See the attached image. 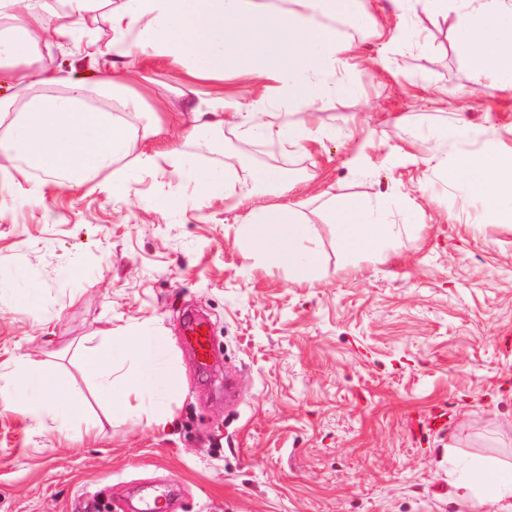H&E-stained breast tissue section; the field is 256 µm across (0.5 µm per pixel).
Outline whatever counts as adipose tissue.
Here are the masks:
<instances>
[{"instance_id": "ef3b65f1", "label": "adipose tissue", "mask_w": 512, "mask_h": 512, "mask_svg": "<svg viewBox=\"0 0 512 512\" xmlns=\"http://www.w3.org/2000/svg\"><path fill=\"white\" fill-rule=\"evenodd\" d=\"M463 18L454 45L472 67L473 83L512 75V0H461ZM390 47L396 39L370 11L368 0H0V157L43 173L34 189L79 190L91 185L118 195L125 191L120 162L131 144L128 116L144 111L146 98L130 64L138 56L179 65L194 81L245 79L260 82L261 95L241 103L218 97L195 109L198 126L261 133L297 151L321 140L316 122L320 103L336 94L355 95L361 84L357 43L339 35L337 21ZM73 53L96 64L102 96L116 108L87 104L90 90L74 75L46 65L45 51ZM430 170H444L450 184L484 201V220L512 219V155L494 140L477 153L445 161L439 150L421 158ZM180 173L192 184L191 205L204 209L214 199L238 195L249 186L256 205L238 216L242 246L296 281L317 280L316 251L306 247V231L293 204L269 203V190L283 183L279 171L263 166H204L187 161ZM336 238L348 261L378 256L392 236L385 212L367 196L344 197L330 211ZM131 353V377L114 373L116 354ZM86 365L97 374L99 400L118 414L132 406L148 410L155 424L167 420V403L182 385L170 359L166 337L135 326L111 331L106 342L86 348ZM0 400L34 421L55 412L74 417L81 407L54 370L26 366L21 375L0 368ZM472 503L512 512V468L474 460Z\"/></svg>"}]
</instances>
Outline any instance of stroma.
<instances>
[{
	"label": "stroma",
	"instance_id": "35a3bbf8",
	"mask_svg": "<svg viewBox=\"0 0 512 512\" xmlns=\"http://www.w3.org/2000/svg\"><path fill=\"white\" fill-rule=\"evenodd\" d=\"M372 12L398 30L390 69L379 40L358 42L362 91L336 95L319 113L327 135L288 154L225 129L222 141L178 111L182 91L202 99L259 93L245 82L186 83L169 61L140 58L149 102L172 112L151 144L124 161L129 194L84 187L35 200L40 172L0 163V362L59 373L79 399L71 420L36 422L0 401V512H85L97 494L109 512L150 489H176L175 512H494L463 500L468 462L512 465V222L485 223L477 196L460 195L420 163L427 143L396 127L447 135L448 157L477 152L457 135L437 92L512 153V90L485 79L472 91L454 47L459 0L447 17L399 16L391 0ZM421 33L427 46L411 45ZM368 122L366 141L351 132ZM157 154L144 168L136 153ZM267 154V167L297 189L295 204L322 275L296 282L239 244L236 211L163 210L193 187L178 159L220 166L225 156ZM365 194L397 202L396 240L346 266L329 224L330 198ZM202 313L220 363L200 367L186 342V311ZM140 325L168 338L182 391L166 424L143 412L113 415L96 395L83 344Z\"/></svg>",
	"mask_w": 512,
	"mask_h": 512
}]
</instances>
